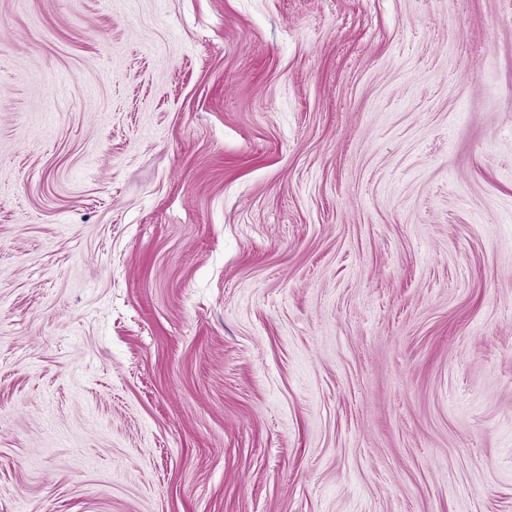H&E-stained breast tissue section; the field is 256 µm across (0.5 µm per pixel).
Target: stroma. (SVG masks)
<instances>
[{
  "instance_id": "1",
  "label": "stroma",
  "mask_w": 512,
  "mask_h": 512,
  "mask_svg": "<svg viewBox=\"0 0 512 512\" xmlns=\"http://www.w3.org/2000/svg\"><path fill=\"white\" fill-rule=\"evenodd\" d=\"M0 512H512V0H0Z\"/></svg>"
}]
</instances>
